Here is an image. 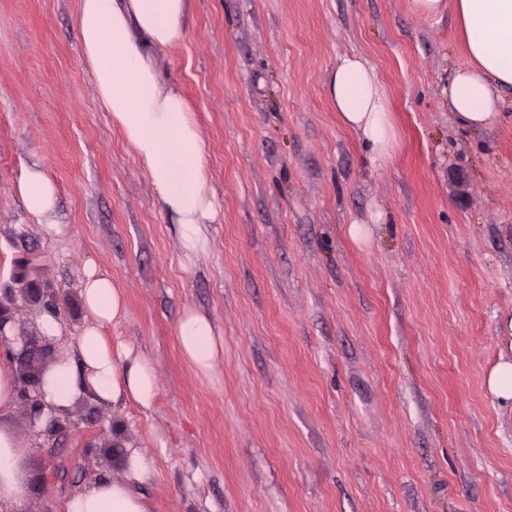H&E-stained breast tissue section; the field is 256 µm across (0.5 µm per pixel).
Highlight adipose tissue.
Listing matches in <instances>:
<instances>
[{
  "instance_id": "obj_1",
  "label": "adipose tissue",
  "mask_w": 512,
  "mask_h": 512,
  "mask_svg": "<svg viewBox=\"0 0 512 512\" xmlns=\"http://www.w3.org/2000/svg\"><path fill=\"white\" fill-rule=\"evenodd\" d=\"M426 17L452 8L469 63L448 85L451 110L474 130L493 126L499 116L497 88L512 87V0H414ZM187 0H79L76 28L99 99L111 112L137 159L147 169L163 210L176 220L187 257L209 247L207 226L215 198L207 188L206 146L184 96L163 87L151 49L173 47L185 36ZM324 89L341 122L368 145L372 160L387 157L396 139L385 89L377 71L357 54L342 56L326 75ZM27 212L50 218L56 190L40 169H27L18 182ZM90 317L75 354H63L44 374L40 423L59 416L79 388L106 403L134 402L150 408L157 383L151 363L126 347L109 349L100 328L115 320L122 296L111 279L88 269L82 284ZM184 356L200 373L211 372L217 355L215 326L189 310L176 323ZM27 444L0 430V512H14L24 497L20 462ZM130 481L103 477L65 503V512H150L131 481L148 480L151 461L138 449L128 451Z\"/></svg>"
}]
</instances>
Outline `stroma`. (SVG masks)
Here are the masks:
<instances>
[{
    "instance_id": "obj_1",
    "label": "stroma",
    "mask_w": 512,
    "mask_h": 512,
    "mask_svg": "<svg viewBox=\"0 0 512 512\" xmlns=\"http://www.w3.org/2000/svg\"><path fill=\"white\" fill-rule=\"evenodd\" d=\"M77 10L0 0V305L39 334L45 308L14 290L33 260L59 300L54 344L76 351L95 266L125 299L101 333L151 361L157 394L145 409L84 389L54 427L21 403L1 415L30 447L21 512L126 479V447L153 464L151 512H512V400L487 384L512 362V87L492 127L457 122L453 10L189 0L183 41L152 56L194 114L216 196L191 259L99 100ZM352 52L389 97L383 161L323 90ZM31 165L57 189L52 222L18 192ZM189 309L216 326L206 375L176 336Z\"/></svg>"
}]
</instances>
